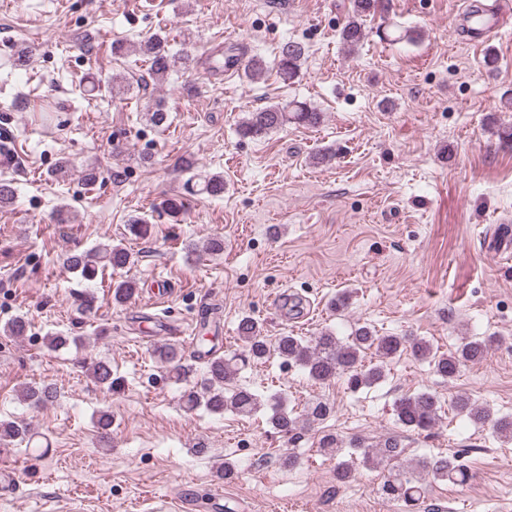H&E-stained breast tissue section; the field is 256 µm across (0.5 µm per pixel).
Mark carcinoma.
Wrapping results in <instances>:
<instances>
[{
    "mask_svg": "<svg viewBox=\"0 0 512 512\" xmlns=\"http://www.w3.org/2000/svg\"><path fill=\"white\" fill-rule=\"evenodd\" d=\"M388 6L387 0H353L351 15L340 32L343 43L350 48L356 47L365 37L363 19L388 10ZM138 50L149 58L152 74L159 80L173 71H188L194 63L190 54L172 51L168 38L160 34L140 41ZM304 60L305 49L301 43L287 41L280 46L278 54L270 62L250 59L245 65V76L256 81L267 71L275 70L290 81L299 75ZM320 120L321 113L316 109L292 100L247 113L238 127V133L244 137H262L280 130L290 122L313 126L320 123ZM185 172L189 173L185 183L189 194L219 196L224 193L223 176L196 172L189 163L185 165ZM157 207L168 216L176 218L184 214L186 204L182 197L166 198ZM131 264L132 254L127 247L110 240L86 251L70 254L64 261L66 268L78 273L85 282L95 281L98 274L107 268L124 269ZM135 291L136 281L124 279L113 287L112 297L116 302L123 303L131 299ZM237 331L243 343L242 353L208 358L201 380L184 393V406L189 411L203 407L213 414L230 411L242 416L252 415L266 407L270 410L269 422L272 427L290 437L296 435L298 420L288 412L281 395L274 393L262 397L247 388L230 386L240 367L251 362H263L275 354L284 362L299 366L314 383H325L343 375L349 388L356 390L380 383L385 378L386 361L408 348L417 358L428 361L435 373L451 382L462 366L481 361L499 344V340L492 336L466 339L455 350L441 352L424 337L379 335L367 325L356 328L344 341L333 331L325 329L311 340L284 334L271 343L261 335L258 321L250 316L240 319ZM367 350L374 351L377 357V362L368 366L362 364V353ZM154 355L177 381L186 379L192 371L185 363L183 349L175 344L156 347ZM91 375L100 386L113 389L114 379L109 362H95L91 366ZM55 397L56 391L52 386L32 384L22 390L20 402L30 409H39ZM453 406L471 422L488 425L499 438L512 441V418L497 417L462 393L456 395ZM440 409L438 397L428 391L403 395L394 407L397 422L417 432L434 428ZM332 412L333 405L316 399L308 403L303 422L309 428L320 430L318 448L326 454L339 456L345 448L343 441L336 434L321 429ZM33 439L34 433L25 422L0 420L1 442L30 443ZM353 447L360 451L364 465L382 471L383 480L378 487L381 495L402 503L406 512H415L422 502L425 494L423 478L452 484H463L468 480V471L456 453L437 458L418 457L403 462L404 448L397 436L386 438L375 448L360 442L353 444Z\"/></svg>",
    "mask_w": 512,
    "mask_h": 512,
    "instance_id": "cac0c4a2",
    "label": "carcinoma"
}]
</instances>
